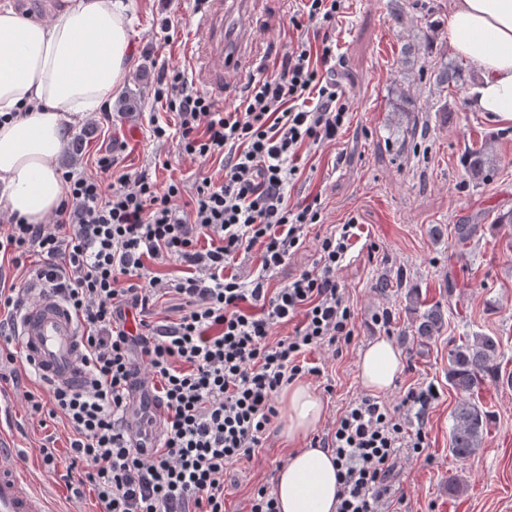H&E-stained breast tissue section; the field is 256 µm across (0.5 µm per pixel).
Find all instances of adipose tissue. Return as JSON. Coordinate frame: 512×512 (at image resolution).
Masks as SVG:
<instances>
[{"label": "adipose tissue", "instance_id": "obj_1", "mask_svg": "<svg viewBox=\"0 0 512 512\" xmlns=\"http://www.w3.org/2000/svg\"><path fill=\"white\" fill-rule=\"evenodd\" d=\"M128 0H63L52 18L20 16L0 0V210L30 224L59 209L64 186L58 159L76 116L102 111L132 62ZM453 51L471 60L483 80L472 107L512 121V0H458L448 17ZM404 367L400 351L378 339L362 353L361 384L388 391ZM286 434L295 452L274 489L280 512H336L339 489L331 452L299 447L322 419L324 404L310 385L281 392Z\"/></svg>", "mask_w": 512, "mask_h": 512}]
</instances>
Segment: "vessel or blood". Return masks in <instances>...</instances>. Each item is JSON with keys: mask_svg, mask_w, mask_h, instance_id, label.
Masks as SVG:
<instances>
[{"mask_svg": "<svg viewBox=\"0 0 512 512\" xmlns=\"http://www.w3.org/2000/svg\"><path fill=\"white\" fill-rule=\"evenodd\" d=\"M201 24L220 41L219 51L206 58V70L221 73L238 66L241 48L233 0H208ZM17 332L26 365L45 384L75 386L83 382L80 328L61 299L45 293L29 303L18 320ZM16 453L9 435L0 430V512H53L49 499L10 464Z\"/></svg>", "mask_w": 512, "mask_h": 512, "instance_id": "1", "label": "vessel or blood"}]
</instances>
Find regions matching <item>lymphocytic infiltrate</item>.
<instances>
[{
  "mask_svg": "<svg viewBox=\"0 0 512 512\" xmlns=\"http://www.w3.org/2000/svg\"><path fill=\"white\" fill-rule=\"evenodd\" d=\"M302 33L276 72L250 77L232 107L219 109L185 71H163L158 100L179 125L153 123L154 141L220 163L198 173L195 194L179 209V182L158 189L146 172L99 155V177L63 173L65 199L53 223L8 216L0 256L24 272L21 287L0 289V337L15 338L20 306L33 290L59 296L81 328L87 371L76 388L24 397L33 413L60 417L78 475L72 492L92 490L102 512H224V476L252 459L277 419L281 389L311 371L305 355L349 345L356 317L336 281L355 235L351 224L323 236L312 269L269 289L276 270L320 223L318 200L289 203L302 148L335 141L350 104L334 66L336 44L314 55L310 31L332 26L345 0H298ZM259 250L257 275L232 272ZM39 263H32V256ZM186 264L187 276L160 277L147 260ZM180 295L176 319L156 316L159 301ZM139 331L126 329L130 311ZM292 333L274 337L275 328ZM434 386L409 390L400 405L362 395L312 447L338 466L336 512H402L391 498L401 457H420L422 417Z\"/></svg>",
  "mask_w": 512,
  "mask_h": 512,
  "instance_id": "obj_1",
  "label": "lymphocytic infiltrate"
}]
</instances>
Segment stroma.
Masks as SVG:
<instances>
[{"instance_id":"obj_1","label":"stroma","mask_w":512,"mask_h":512,"mask_svg":"<svg viewBox=\"0 0 512 512\" xmlns=\"http://www.w3.org/2000/svg\"><path fill=\"white\" fill-rule=\"evenodd\" d=\"M456 0H406L394 13L391 0H347L336 20V61L342 88L351 103L350 122L331 145L303 153L300 172L289 184L291 200L317 196L322 221L307 230L302 248L273 276L278 288L302 271L312 269L320 237L341 224H355L357 234L336 274L357 314V334L341 356L325 349L307 356L318 374L305 381L319 392L325 415L316 429L326 433L337 413L363 394L358 363L376 339L384 338L404 357V369L382 399L398 404L409 389L434 385L438 398L423 420L426 460H402V474L393 482L405 493L406 512H512V385L486 382L479 398L492 413L483 447L466 461L448 450L452 411L459 399L448 383V351L460 337L476 333L499 337L500 370L512 373V226L496 225L499 212L512 209V122H502L472 108L471 90L440 101L428 81L405 77L400 61L403 44L424 36L438 46L434 64L453 60L445 26ZM203 0H132L130 36L135 50L132 69L122 90L134 95L139 108L85 115L71 133L88 129L80 157H60L61 170L97 175L96 157L112 151L122 166L145 171L159 186L179 181L183 198L195 191L199 169L217 172L218 162L179 157L175 143L159 145L149 137L150 120L176 124L177 118L157 102L154 90L163 68L196 73L191 43L206 41L198 21ZM295 0H249L239 22L249 37L245 66L224 85L221 107L232 106L248 77L273 65L297 32ZM402 85L418 110L416 147L400 150L390 112L391 89ZM489 143L499 160L493 178L474 187L462 166L466 147ZM474 224L478 230L458 245L454 227ZM418 289L427 303H440L445 324L435 336L415 333L416 316L406 299ZM389 314V324L379 323ZM47 387L27 373L23 358L0 353V399L12 408L15 463L31 483L46 492L58 512H99L92 493L75 499L64 474L71 460L59 419L32 413L25 391ZM277 418L252 461L233 468L224 486L225 512H247L253 485L275 479L279 464L292 451ZM56 439V471H47L40 448L47 436ZM461 490L449 492V482Z\"/></svg>"}]
</instances>
